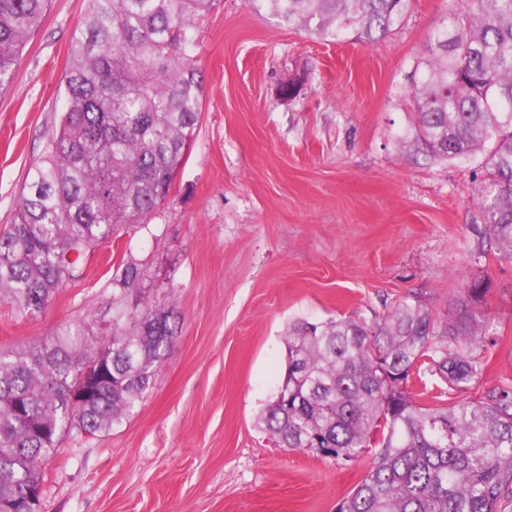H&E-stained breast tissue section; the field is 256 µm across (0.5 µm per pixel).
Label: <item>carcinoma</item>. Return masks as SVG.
<instances>
[{
    "label": "carcinoma",
    "instance_id": "1",
    "mask_svg": "<svg viewBox=\"0 0 512 512\" xmlns=\"http://www.w3.org/2000/svg\"><path fill=\"white\" fill-rule=\"evenodd\" d=\"M214 0H89L69 43L65 96L43 159L28 173L13 224L0 232V298L41 312L78 261L146 223L167 197L202 112L204 75L189 47ZM258 13L323 39L373 46L413 0H251ZM49 0H0V89ZM414 86L405 135L428 161L481 157L485 233L474 253L512 260V0H468L441 18ZM112 278L111 320L95 312L41 345L0 351V512H28L60 437L120 424L144 400L176 333L148 298L129 304L141 272ZM489 276L465 284V306L441 320L404 299L381 318L295 319L281 385L257 425L281 448L336 463L376 448L337 512H506L512 506V387L477 402L424 406L408 389L430 375L465 392L492 342ZM104 367L98 396L68 403L77 372Z\"/></svg>",
    "mask_w": 512,
    "mask_h": 512
}]
</instances>
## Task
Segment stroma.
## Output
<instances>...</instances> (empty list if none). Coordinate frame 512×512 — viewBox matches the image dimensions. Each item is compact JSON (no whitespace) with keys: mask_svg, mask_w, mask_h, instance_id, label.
Segmentation results:
<instances>
[{"mask_svg":"<svg viewBox=\"0 0 512 512\" xmlns=\"http://www.w3.org/2000/svg\"><path fill=\"white\" fill-rule=\"evenodd\" d=\"M88 0H51L0 92V230L55 131L72 32ZM465 0H415L376 46L330 43L215 0L193 55L205 78L188 158L149 223L86 251L76 280L33 316L0 302V350L40 344L104 305L121 261L172 312L176 334L147 398L93 436L66 435L44 461L40 512H336L365 463L281 448L255 420L284 373L291 320H374L419 298L452 313L489 273L496 343L465 393L431 380L418 401L448 406L512 385V260L477 261L484 226L477 161L415 162L411 72L435 23ZM298 77L292 100L278 88Z\"/></svg>","mask_w":512,"mask_h":512,"instance_id":"stroma-1","label":"stroma"}]
</instances>
